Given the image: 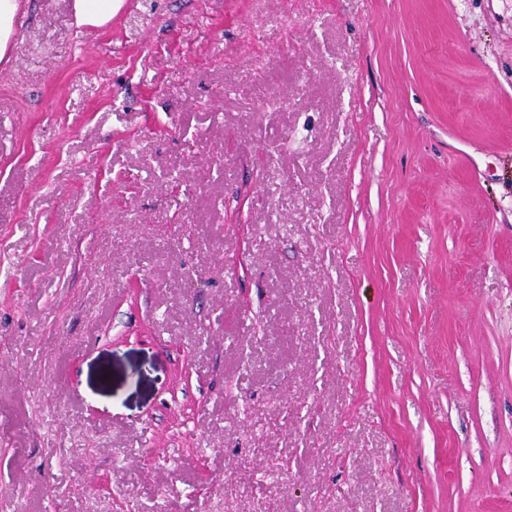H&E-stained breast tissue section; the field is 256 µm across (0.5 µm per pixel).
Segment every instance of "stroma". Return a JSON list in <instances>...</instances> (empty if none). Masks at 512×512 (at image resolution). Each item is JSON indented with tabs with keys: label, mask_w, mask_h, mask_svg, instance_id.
<instances>
[{
	"label": "stroma",
	"mask_w": 512,
	"mask_h": 512,
	"mask_svg": "<svg viewBox=\"0 0 512 512\" xmlns=\"http://www.w3.org/2000/svg\"><path fill=\"white\" fill-rule=\"evenodd\" d=\"M28 3L0 512H512V0ZM124 4L125 0H70V9L77 27L101 29L112 24Z\"/></svg>",
	"instance_id": "stroma-1"
}]
</instances>
